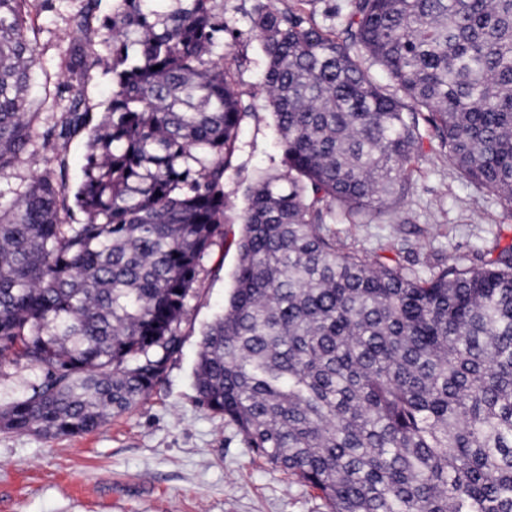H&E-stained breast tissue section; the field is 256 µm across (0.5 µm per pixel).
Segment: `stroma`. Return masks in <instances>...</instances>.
I'll list each match as a JSON object with an SVG mask.
<instances>
[{"mask_svg":"<svg viewBox=\"0 0 512 512\" xmlns=\"http://www.w3.org/2000/svg\"><path fill=\"white\" fill-rule=\"evenodd\" d=\"M256 3L215 2L237 34L228 50L232 75L253 105L224 177V190L240 209L249 187L279 161L274 118L260 95L264 56L252 32ZM70 16L67 9L33 13L45 65L33 76L35 100L43 99L46 76L62 61L59 37L71 28ZM333 230L348 249L425 272L452 256L496 257L512 246V213L427 144L401 201ZM240 232V225H225L223 243L204 257L180 325L182 350L134 408L75 437L0 432V512H326L308 486L246 448L234 425L200 403L194 386L202 332L233 288Z\"/></svg>","mask_w":512,"mask_h":512,"instance_id":"stroma-1","label":"stroma"}]
</instances>
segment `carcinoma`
<instances>
[{
  "instance_id": "cac0c4a2",
  "label": "carcinoma",
  "mask_w": 512,
  "mask_h": 512,
  "mask_svg": "<svg viewBox=\"0 0 512 512\" xmlns=\"http://www.w3.org/2000/svg\"><path fill=\"white\" fill-rule=\"evenodd\" d=\"M72 1L43 117L36 0H0V175L31 169L0 193V379L37 372L0 405V432L86 434L161 381L231 223L224 175L252 109L213 0H112L87 51L74 40L100 0L41 8ZM312 2L255 8L280 173L239 215L199 401L326 512H512V249L420 273L329 228L397 200L425 138L512 211V0H350L340 34L305 16ZM92 65L112 85L99 112L78 94ZM80 133L71 189L61 154ZM48 150L57 175L40 170Z\"/></svg>"
}]
</instances>
